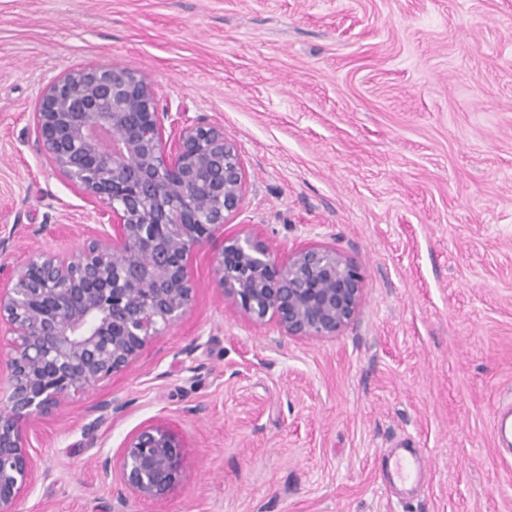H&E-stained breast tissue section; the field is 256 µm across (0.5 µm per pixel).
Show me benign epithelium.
Wrapping results in <instances>:
<instances>
[{
	"mask_svg": "<svg viewBox=\"0 0 512 512\" xmlns=\"http://www.w3.org/2000/svg\"><path fill=\"white\" fill-rule=\"evenodd\" d=\"M36 145L49 165L99 203L96 224L70 252H32L18 271L0 265V325L14 336L0 369V512H15L38 478L30 435L74 395L122 371L193 309L191 256L216 240L214 274L224 299L282 335L327 338L355 317L359 265L334 248L304 244L281 259L242 228L218 236L241 213L245 170L224 127L159 111L143 71L103 64L42 83ZM168 423L132 432L100 476L133 495H166L188 466Z\"/></svg>",
	"mask_w": 512,
	"mask_h": 512,
	"instance_id": "1",
	"label": "benign epithelium"
}]
</instances>
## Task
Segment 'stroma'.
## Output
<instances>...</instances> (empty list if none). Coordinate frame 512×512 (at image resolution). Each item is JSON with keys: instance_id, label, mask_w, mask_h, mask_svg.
<instances>
[{"instance_id": "stroma-1", "label": "stroma", "mask_w": 512, "mask_h": 512, "mask_svg": "<svg viewBox=\"0 0 512 512\" xmlns=\"http://www.w3.org/2000/svg\"><path fill=\"white\" fill-rule=\"evenodd\" d=\"M99 63L223 125L247 177L227 232L336 248L364 296L338 336L282 337L199 250L191 313L41 422L16 512H512L491 428L512 404V0H0V264L93 222L33 112L42 79ZM155 421L190 464L166 497L119 500L96 464ZM405 446L427 472L393 489Z\"/></svg>"}]
</instances>
